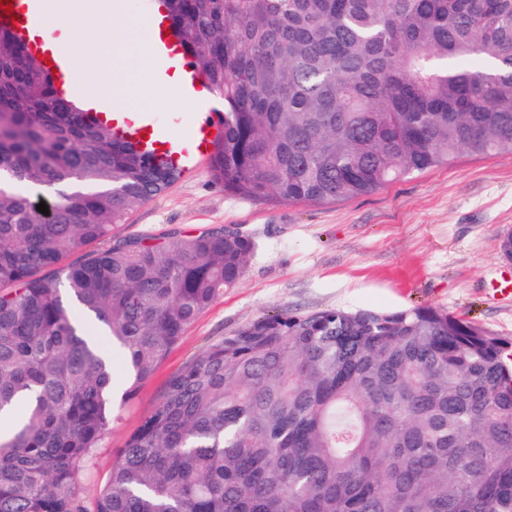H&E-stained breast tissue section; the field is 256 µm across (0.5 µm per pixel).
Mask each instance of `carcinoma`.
Masks as SVG:
<instances>
[{"label": "carcinoma", "mask_w": 512, "mask_h": 512, "mask_svg": "<svg viewBox=\"0 0 512 512\" xmlns=\"http://www.w3.org/2000/svg\"><path fill=\"white\" fill-rule=\"evenodd\" d=\"M165 3L223 101L227 193L346 201L512 154V0ZM74 108L0 31V512H512V342L428 306L242 326L166 380L86 499L113 390L136 398L256 245L112 237L181 174Z\"/></svg>", "instance_id": "obj_1"}]
</instances>
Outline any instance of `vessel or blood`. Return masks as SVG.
Listing matches in <instances>:
<instances>
[{"instance_id": "1", "label": "vessel or blood", "mask_w": 512, "mask_h": 512, "mask_svg": "<svg viewBox=\"0 0 512 512\" xmlns=\"http://www.w3.org/2000/svg\"><path fill=\"white\" fill-rule=\"evenodd\" d=\"M40 23L41 15L36 0H30L25 7L14 6L10 11L0 6V28L10 29L24 37ZM155 23L158 37L153 42L154 56L176 60L183 89H201L204 79L199 65L179 49L176 38L163 18H156ZM30 47L41 63L53 64L57 84L63 91H70L80 83V72L68 65L60 50L40 41L31 42ZM95 118L106 128L136 144L142 151L171 163L185 176L195 175L199 165L210 158L215 141L224 131L217 115L207 108L197 113L188 133L184 135L151 112H99Z\"/></svg>"}]
</instances>
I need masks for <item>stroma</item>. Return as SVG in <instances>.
<instances>
[{"mask_svg": "<svg viewBox=\"0 0 512 512\" xmlns=\"http://www.w3.org/2000/svg\"><path fill=\"white\" fill-rule=\"evenodd\" d=\"M225 226L250 235L256 253L237 286L183 334L145 382L94 460V498L127 437L160 398L169 376L199 351L259 316L281 310L392 312L430 306L512 341V298L487 283L502 268L500 237L512 231V155H463L447 167L347 201L282 204L225 192L210 168L137 206L116 237L161 239Z\"/></svg>", "mask_w": 512, "mask_h": 512, "instance_id": "obj_1", "label": "stroma"}]
</instances>
